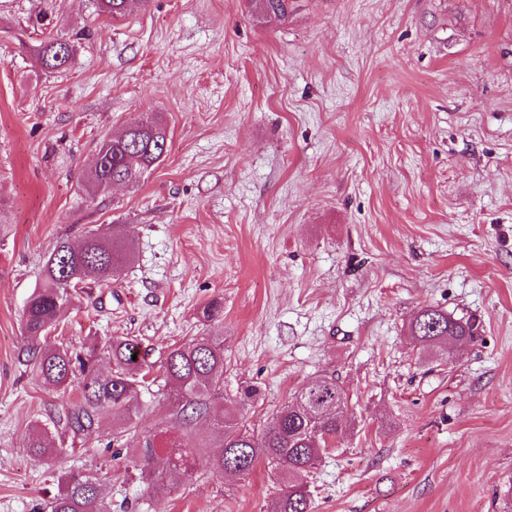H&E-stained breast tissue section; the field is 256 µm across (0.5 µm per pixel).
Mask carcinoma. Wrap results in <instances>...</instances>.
Returning a JSON list of instances; mask_svg holds the SVG:
<instances>
[{
	"mask_svg": "<svg viewBox=\"0 0 512 512\" xmlns=\"http://www.w3.org/2000/svg\"><path fill=\"white\" fill-rule=\"evenodd\" d=\"M148 2L101 0L100 10L117 19ZM256 5L261 14L279 19L288 18L293 10V0H256ZM35 52L41 67L55 72L69 66L74 46L62 37H48ZM169 144L167 126L156 114L104 139L86 168L88 192L96 195L114 180L130 188L139 186L143 175L166 155ZM134 237V227L129 225L119 234L90 232L79 244L58 241L44 265L41 286L27 300L24 340L42 382L64 391L74 379L82 378L81 400L59 414L58 422L76 438L95 422L110 419L112 442L119 446L126 435L136 431L140 389L161 380L182 432L161 441L154 435L146 437L141 447L130 450L128 465L140 472L147 488L161 485L171 472H189L196 466L200 444L194 429L207 423L221 435L219 453L208 460L215 474L246 477L264 463L280 487L272 512H314L310 474L329 445L345 434L341 418L349 394L335 374L324 373L314 379L313 386H301L258 432L245 425L237 412H212L211 402L224 397V341L217 336L174 346L161 364L162 374L152 379L148 378V351L134 338L112 340L107 350L112 368L105 373L64 348L41 349L40 338L68 307L77 287L92 276L107 278L126 264L133 256ZM408 333L411 344L422 350L451 349L473 341L477 325L428 306L412 315ZM26 447L37 462L47 463L59 452L41 425L33 429ZM47 508L48 512H112L97 478L72 469L59 475L58 491Z\"/></svg>",
	"mask_w": 512,
	"mask_h": 512,
	"instance_id": "carcinoma-1",
	"label": "carcinoma"
}]
</instances>
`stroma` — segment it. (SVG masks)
<instances>
[{
	"label": "stroma",
	"instance_id": "1",
	"mask_svg": "<svg viewBox=\"0 0 512 512\" xmlns=\"http://www.w3.org/2000/svg\"><path fill=\"white\" fill-rule=\"evenodd\" d=\"M150 0L124 18L98 0H0V512H38L60 470L92 472L112 512H268L267 466L205 465L144 495L111 421L55 465L34 425L78 403L45 387L22 315L57 240L128 224L135 255L85 282L41 341L111 366L128 336L160 367L224 339V405L260 388L259 428L328 372L351 397L349 433L310 479L314 512H504L512 501V0ZM74 41L64 70L33 53ZM149 113L171 144L138 189L89 196L99 143ZM224 302L208 319L209 301ZM475 321L474 341L423 351L411 315ZM139 436L173 424L141 393ZM34 461L48 463L56 458L59 449L52 448L48 430L45 426L37 425L26 444Z\"/></svg>",
	"mask_w": 512,
	"mask_h": 512
}]
</instances>
